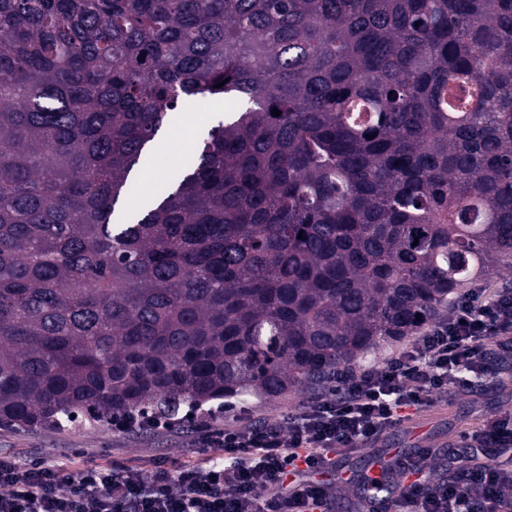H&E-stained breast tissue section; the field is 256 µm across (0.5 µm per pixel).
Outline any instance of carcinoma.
Masks as SVG:
<instances>
[{
    "label": "carcinoma",
    "mask_w": 512,
    "mask_h": 512,
    "mask_svg": "<svg viewBox=\"0 0 512 512\" xmlns=\"http://www.w3.org/2000/svg\"><path fill=\"white\" fill-rule=\"evenodd\" d=\"M501 267L512 0H0V425L326 384ZM218 102L219 104L203 106L195 100L186 103L179 109L180 120L175 123L173 120L157 136L152 157L149 163L143 167L149 169L150 175L145 180L137 176L138 190L124 202L123 206L126 210L136 211L145 200L169 183L179 165L177 163L192 150L195 142L199 140L210 124L221 116L222 112L224 113V101ZM196 116H205V120L200 126L191 121V118Z\"/></svg>",
    "instance_id": "1"
}]
</instances>
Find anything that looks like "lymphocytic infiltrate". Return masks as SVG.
Here are the masks:
<instances>
[{
	"instance_id": "f902f5d3",
	"label": "lymphocytic infiltrate",
	"mask_w": 512,
	"mask_h": 512,
	"mask_svg": "<svg viewBox=\"0 0 512 512\" xmlns=\"http://www.w3.org/2000/svg\"><path fill=\"white\" fill-rule=\"evenodd\" d=\"M511 334L512 294L469 289L382 365L337 370L332 391L286 425L224 426L215 408L191 405L189 417L201 421L200 462L75 470L0 454V512H332L321 476L337 449L376 443L459 386L462 373H482L487 355ZM430 459L396 460L409 480L398 512H512L511 469L473 465L463 482L435 483Z\"/></svg>"
}]
</instances>
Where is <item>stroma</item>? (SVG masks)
Wrapping results in <instances>:
<instances>
[{
  "mask_svg": "<svg viewBox=\"0 0 512 512\" xmlns=\"http://www.w3.org/2000/svg\"><path fill=\"white\" fill-rule=\"evenodd\" d=\"M223 110L220 103L203 106L194 101L183 105L180 120L169 124L157 136L148 163L150 175L139 180L137 192L124 203L126 210H137L169 183L178 162L205 131L204 125H196V117H204L206 123H211ZM486 366L485 373L467 375L464 386L454 388L423 412L394 427L377 443L337 454L336 470L327 476L333 487V506L342 505L347 512H356L357 495L350 479L365 470L373 459L401 453L410 456L419 448L431 449L437 458L455 457L464 447V433L477 430L487 419L512 416V356L493 355ZM312 398L309 391L278 398L255 396L247 403L238 404L234 414L225 415L224 420L229 423L239 418L248 424L275 422L297 412ZM196 428L195 421L186 419L164 432L136 430L117 434L109 423L85 416L65 430L48 424L1 426L0 453L23 460L51 461L76 451L84 464L118 460L146 470L157 457L170 458L179 465L196 462Z\"/></svg>",
  "mask_w": 512,
  "mask_h": 512,
  "instance_id": "1",
  "label": "stroma"
}]
</instances>
